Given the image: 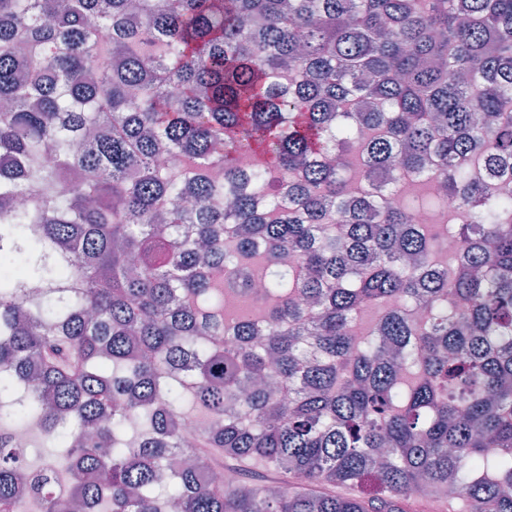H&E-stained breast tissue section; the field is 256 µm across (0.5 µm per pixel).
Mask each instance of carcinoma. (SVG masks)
<instances>
[{
	"label": "carcinoma",
	"instance_id": "carcinoma-1",
	"mask_svg": "<svg viewBox=\"0 0 512 512\" xmlns=\"http://www.w3.org/2000/svg\"><path fill=\"white\" fill-rule=\"evenodd\" d=\"M1 155L0 411L76 490L37 512H512V194L458 163L512 179V0H0ZM12 441L20 450L28 448V456L31 461H60L62 448L59 443L53 439H48L36 431L32 444V429L30 426L14 428L11 431ZM31 444V445H30Z\"/></svg>",
	"mask_w": 512,
	"mask_h": 512
}]
</instances>
